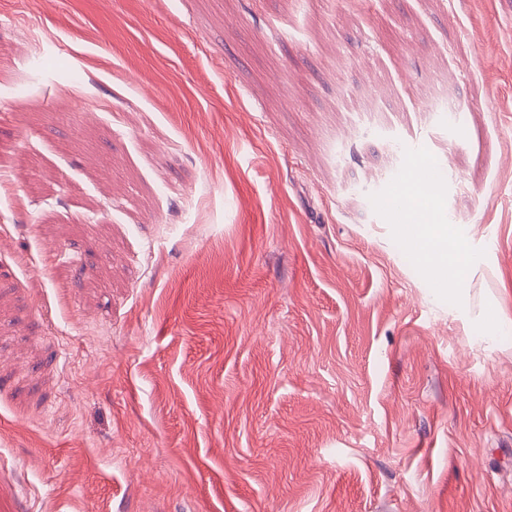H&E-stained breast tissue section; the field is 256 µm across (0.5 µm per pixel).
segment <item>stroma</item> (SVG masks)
Instances as JSON below:
<instances>
[{"mask_svg":"<svg viewBox=\"0 0 512 512\" xmlns=\"http://www.w3.org/2000/svg\"><path fill=\"white\" fill-rule=\"evenodd\" d=\"M0 157V512H512V0H0ZM414 149L417 154L413 156L417 159L420 167L424 169V179L421 181L425 184L426 187L441 181L442 186L444 187L447 183V170L445 168L436 166L428 157V155L422 151V148L418 144L415 145ZM431 173H434L433 178H430ZM441 189L429 190L425 193L419 190L415 182H409L404 190L407 200L404 216L412 227L405 229V238L408 245L422 255L431 268L433 274L443 278L448 265L457 267L460 271V262L464 256L457 244L448 241L447 224H435L428 221V204L435 201Z\"/></svg>","mask_w":512,"mask_h":512,"instance_id":"stroma-1","label":"stroma"}]
</instances>
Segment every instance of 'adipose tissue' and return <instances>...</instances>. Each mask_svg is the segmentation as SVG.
Listing matches in <instances>:
<instances>
[{"label":"adipose tissue","instance_id":"obj_1","mask_svg":"<svg viewBox=\"0 0 512 512\" xmlns=\"http://www.w3.org/2000/svg\"><path fill=\"white\" fill-rule=\"evenodd\" d=\"M404 196V216L410 223L405 231L406 241L422 255L436 277H444L449 266L460 264L463 252L459 245L449 241L446 225L428 220L427 207L438 198L439 193L433 189L420 191L418 185L411 182L407 184Z\"/></svg>","mask_w":512,"mask_h":512}]
</instances>
